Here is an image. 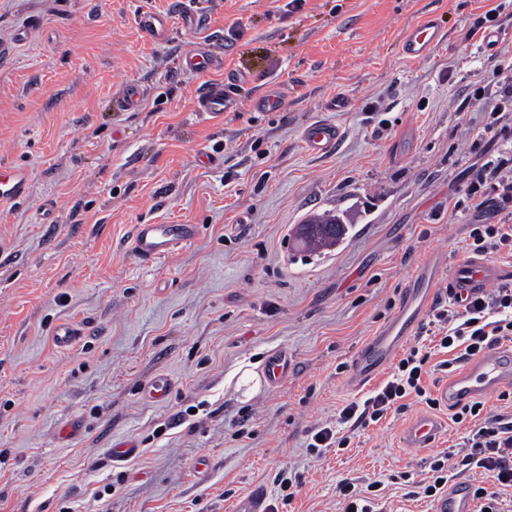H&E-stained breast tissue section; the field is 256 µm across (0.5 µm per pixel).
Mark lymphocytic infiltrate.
Masks as SVG:
<instances>
[{"instance_id": "1", "label": "lymphocytic infiltrate", "mask_w": 512, "mask_h": 512, "mask_svg": "<svg viewBox=\"0 0 512 512\" xmlns=\"http://www.w3.org/2000/svg\"><path fill=\"white\" fill-rule=\"evenodd\" d=\"M494 89L495 102L491 120L483 129L490 137H511L512 125L503 124L506 112L512 111V62L497 68L489 81ZM471 178L463 199L456 208L477 211L488 207L504 209L512 206V161L503 159L497 164H471ZM468 249L475 254L512 251V224L471 225ZM434 323L444 327L439 348L452 350V359L441 362V369H451L454 363L479 356L495 349L503 342H512V288L504 287L490 294H481L469 300L462 309L436 306L432 309ZM430 353L414 345L406 350L395 365L389 379L364 399L346 404L338 413L335 426H322L312 432L310 450L340 448L348 444V437L339 434V427L357 430L380 421L389 411L402 409L406 399L439 408L423 383L430 362ZM480 418L466 438V452L460 464L465 470L484 475L487 485L473 488L475 499L481 500L480 512H504L497 486L512 488V421L487 414L483 402L474 401L464 406H453L452 420L461 424L471 418Z\"/></svg>"}]
</instances>
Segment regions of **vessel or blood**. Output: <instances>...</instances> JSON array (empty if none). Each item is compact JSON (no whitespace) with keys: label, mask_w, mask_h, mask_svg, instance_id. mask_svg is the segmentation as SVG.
I'll use <instances>...</instances> for the list:
<instances>
[{"label":"vessel or blood","mask_w":512,"mask_h":512,"mask_svg":"<svg viewBox=\"0 0 512 512\" xmlns=\"http://www.w3.org/2000/svg\"><path fill=\"white\" fill-rule=\"evenodd\" d=\"M136 24L146 35L160 39L167 35L170 18L167 15L143 11ZM441 38L434 20L428 19L411 29L402 42L405 56L427 58ZM236 99L224 92L222 84H205L196 99L197 111L216 117L235 111ZM306 147L314 153L330 151L339 139V130L329 121L318 120L302 132ZM28 174L20 168L0 169V202L17 203L27 196ZM197 232L193 224H139L131 238V250L142 263L150 264L172 255L179 247L190 243ZM505 270L486 257H470L445 266L444 260L431 256L415 271L395 314L374 336L368 338L354 360L356 384L372 380L389 363L401 346L413 336L423 314L433 305L441 289H448L459 301L485 292L502 282ZM291 362L284 353L269 358L264 374L272 384L288 377ZM512 383V348L497 349L473 361L464 362L450 379L439 383L440 401L463 404L484 396L507 383ZM444 433L443 423L436 417H416L404 432V442L410 448L434 447ZM231 512H270L268 491L252 487L239 495ZM434 512H474V499L469 483L460 481L449 487L436 503Z\"/></svg>","instance_id":"vessel-or-blood-1"}]
</instances>
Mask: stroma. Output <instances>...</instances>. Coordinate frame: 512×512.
I'll list each match as a JSON object with an SVG mask.
<instances>
[{"instance_id": "stroma-1", "label": "stroma", "mask_w": 512, "mask_h": 512, "mask_svg": "<svg viewBox=\"0 0 512 512\" xmlns=\"http://www.w3.org/2000/svg\"><path fill=\"white\" fill-rule=\"evenodd\" d=\"M288 2L0 0V167L29 175L25 201L0 203V512H229L254 484L277 497L287 472L303 487L282 512H341L345 480L381 481L390 512H433L399 475L463 456L470 426L447 406L432 448L403 445L416 402L347 448L308 443L366 396L350 365L415 266L467 259L470 225L512 220L448 206L489 120L471 93L512 59V0ZM492 8L489 51L474 23ZM141 10L169 15L164 39L138 30ZM428 18L442 40L409 59L402 41ZM192 50L223 68L188 69ZM228 72L239 109L196 111L199 87ZM129 83L144 91L134 111ZM267 95L277 105L255 110ZM334 99L348 108L328 111ZM314 120L339 128L330 152L304 146ZM325 210L347 239L299 250L297 225ZM138 224L199 234L144 266ZM61 322L83 330L66 351ZM280 351L291 369L271 387ZM160 376L168 398L145 402ZM126 442L133 454L113 458ZM291 362L287 353H277L269 358L264 366L265 377L272 384H279L288 377Z\"/></svg>"}]
</instances>
